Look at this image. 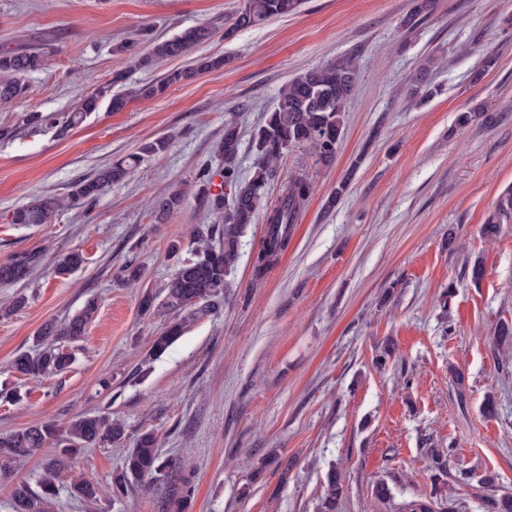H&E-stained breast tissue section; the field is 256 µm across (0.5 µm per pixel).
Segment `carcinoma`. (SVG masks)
I'll return each instance as SVG.
<instances>
[{"label": "carcinoma", "mask_w": 512, "mask_h": 512, "mask_svg": "<svg viewBox=\"0 0 512 512\" xmlns=\"http://www.w3.org/2000/svg\"><path fill=\"white\" fill-rule=\"evenodd\" d=\"M302 0H246L245 4L224 23V38H232L238 31L263 22L297 12ZM213 32L207 27H194L181 34L156 43L151 51L138 57L137 68H150L161 60L186 57L199 45L211 39ZM226 64V60L211 55H199L189 65L175 69L159 82L142 86L138 94L153 98L165 92L168 86L189 80L198 74L212 72ZM42 65L41 54L23 48L0 49V106H9L26 92L24 77ZM125 81V74L117 73L88 96L62 122L61 132L79 125L88 115L99 110L108 101L111 110L118 112L126 105L121 94L112 93L114 85ZM357 81V70L349 59L308 70L293 78L282 89L264 121L252 134L251 149L255 155L254 171L250 178L242 179L234 165L241 146V136L236 126H224V137L219 153L224 156L223 190H213L208 181L199 186L196 198L207 209L224 215V221L211 224L205 233L198 234L197 246L192 256L182 259L164 287L161 307L171 315L164 330L151 342L150 354L160 357L179 339L183 324L199 313L216 312L224 306V289L229 287V277L234 272L248 225L254 223L262 203L267 197L274 170L273 163L288 148L301 144L312 145L319 160L331 164L336 157V147L343 126V112ZM141 157L132 155L100 169L95 175L75 183L65 198L41 197L16 209L14 224H49L63 209L86 207L92 204L112 184L122 181L131 167ZM310 183L302 177L287 180L274 203L265 207L264 238L254 261V272L261 276L276 264L288 249L296 224L310 196ZM189 197V190L178 188L156 201L155 220L164 222L172 213L181 209ZM512 217V188L500 197L495 212L485 224V233L493 235L501 221ZM85 263L79 251L59 255L55 268L67 274ZM41 264V252L16 253L0 264V284H12L28 278ZM97 311L96 303L88 301L82 311L60 328L45 326L37 336L39 351L35 354L21 352L14 357L15 371L31 378L61 374L72 364V355L57 340L76 341L85 335L86 327ZM126 438L125 426L108 415L82 416L73 420L65 432H60L50 422L0 435V471L7 472L15 464L30 458L36 451L51 444L57 453L44 459L40 481L42 494H35L25 482L14 484L12 512H44L41 504L55 494L53 480L70 466L86 448L112 445ZM145 477L159 485L158 512H182L191 495V486L182 474L177 460L163 456L157 435L152 431L141 433L135 447L128 450L122 464L112 476V496L116 499L129 494L134 484ZM98 485L84 478L73 480L72 497L94 501ZM343 485L336 473L328 478L323 512H337Z\"/></svg>", "instance_id": "cac0c4a2"}]
</instances>
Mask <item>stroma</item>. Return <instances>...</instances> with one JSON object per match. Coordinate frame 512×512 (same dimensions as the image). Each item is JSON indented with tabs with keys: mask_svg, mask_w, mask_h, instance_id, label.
I'll return each mask as SVG.
<instances>
[{
	"mask_svg": "<svg viewBox=\"0 0 512 512\" xmlns=\"http://www.w3.org/2000/svg\"><path fill=\"white\" fill-rule=\"evenodd\" d=\"M241 3L0 0V48L44 54L26 93L0 109V263L22 250L43 255L29 278L0 285V303L26 298L0 316V434L44 421L63 428L86 414L125 424L122 443L85 449L58 475L46 512H155L143 487L118 500L111 492L146 430L183 465L192 487L185 512H320L333 468L344 477L338 512H405L420 498L435 512H494L512 496V350L492 336L497 323H512V218L491 240L482 226L512 187V0H436L411 27L403 20L414 0H305L298 13L225 39ZM196 26L213 32L199 53L224 57V68L155 98L134 96L188 63L139 69L135 59ZM489 56L496 66L485 73ZM343 58L358 80L335 160L322 164L304 144L275 164L270 198L295 176L311 186L287 251L256 276L265 224L249 225L223 307L190 320L151 359L168 315L143 311L141 298L163 299L197 231L218 220L191 198L159 224L153 202L221 172L228 122L239 127L237 166L249 175L252 131L280 90ZM119 72L121 111L100 107L64 134L26 124L31 112L65 117ZM420 74L436 95H410ZM476 107L490 123L458 124L460 111ZM159 139L166 148L90 208L13 223L32 199L66 196L80 178ZM342 182L346 191L328 206ZM72 250L85 263L55 274L56 255ZM130 264L140 281H127ZM90 300L97 311L86 335L65 345L74 357L67 372L38 380L12 368L45 325ZM433 448L446 475L431 462ZM273 453L280 468L260 469ZM77 476L101 487L96 501L71 497ZM380 482L390 489L384 500L373 495Z\"/></svg>",
	"mask_w": 512,
	"mask_h": 512,
	"instance_id": "35a3bbf8",
	"label": "stroma"
}]
</instances>
